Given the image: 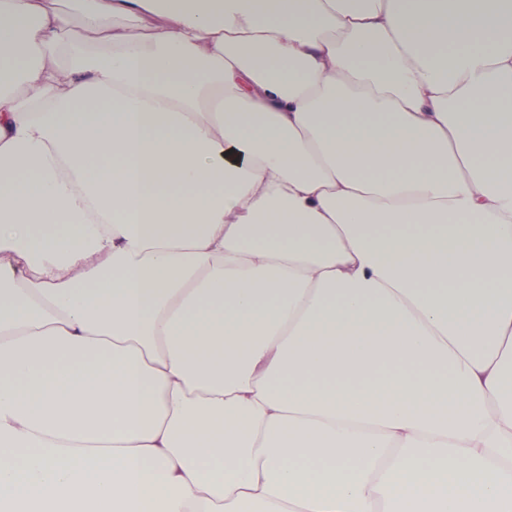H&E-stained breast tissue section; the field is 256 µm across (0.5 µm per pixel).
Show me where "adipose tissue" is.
Masks as SVG:
<instances>
[{
    "label": "adipose tissue",
    "instance_id": "ef3b65f1",
    "mask_svg": "<svg viewBox=\"0 0 512 512\" xmlns=\"http://www.w3.org/2000/svg\"><path fill=\"white\" fill-rule=\"evenodd\" d=\"M0 0V512H512V0Z\"/></svg>",
    "mask_w": 512,
    "mask_h": 512
}]
</instances>
